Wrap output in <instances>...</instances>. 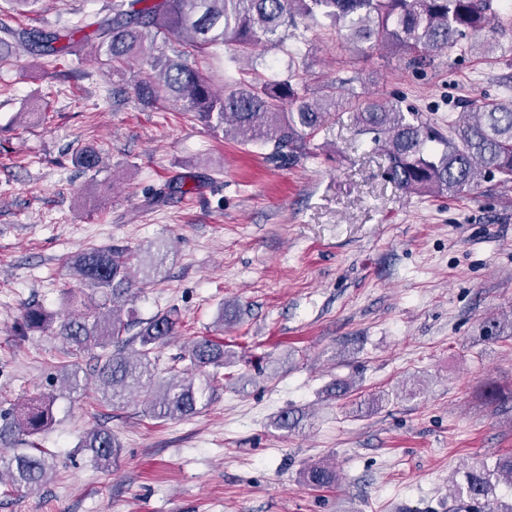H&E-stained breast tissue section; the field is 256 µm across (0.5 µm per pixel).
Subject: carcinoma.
Wrapping results in <instances>:
<instances>
[{
  "label": "carcinoma",
  "instance_id": "cac0c4a2",
  "mask_svg": "<svg viewBox=\"0 0 512 512\" xmlns=\"http://www.w3.org/2000/svg\"><path fill=\"white\" fill-rule=\"evenodd\" d=\"M40 2L9 0L10 9L0 13L1 45L60 61L76 55L78 44L89 42L113 76L123 81L132 73L134 98L141 106L179 104L227 138L271 147L274 159L308 155L310 138L340 113L350 112L358 132L373 135L387 157L391 180L410 193L457 195L494 177L512 186V87L499 102L459 103L460 111L448 113V124L441 125L419 112L404 111L396 102L362 99L351 78L323 85L311 96L303 86L305 59L294 52L288 53L287 78L256 76L222 94L188 61L221 46L232 47L236 60H256L261 47L283 51L290 39L308 44L307 33L315 28L325 33L343 28L352 43L387 47L414 66L447 49L486 55L499 46L479 43L477 35L489 28L512 30V19L494 0H112L109 14L93 21L84 16L64 34L9 25L17 14L36 12ZM74 164L94 170L101 157L87 146L76 152ZM164 260L158 250L137 267L126 248H90L74 256L70 266L84 287L99 293V300L64 290L68 314L59 322L37 301L24 305L19 335L47 331L71 354L89 356V362L58 367L47 390L10 409L0 407V443H24L0 450V485L32 491L50 479L56 455L39 447L35 438L55 422L57 399L80 388L82 373L95 377L103 402L114 410L123 407L127 396L145 393L152 419L187 418L212 401L218 376L207 369L230 363L224 343L193 341L178 357L189 366H171V376L159 381L158 351L178 335V313L159 311L143 321L127 308L157 281ZM507 328L512 330V318L505 323L492 317L483 331L492 339ZM77 448L95 466L107 469L116 464L122 444L112 429L96 427L80 438ZM303 478L313 487L333 486L336 466L314 464ZM500 485L512 490L511 455L492 465L475 459L464 483L456 485L455 496L484 512Z\"/></svg>",
  "mask_w": 512,
  "mask_h": 512
}]
</instances>
